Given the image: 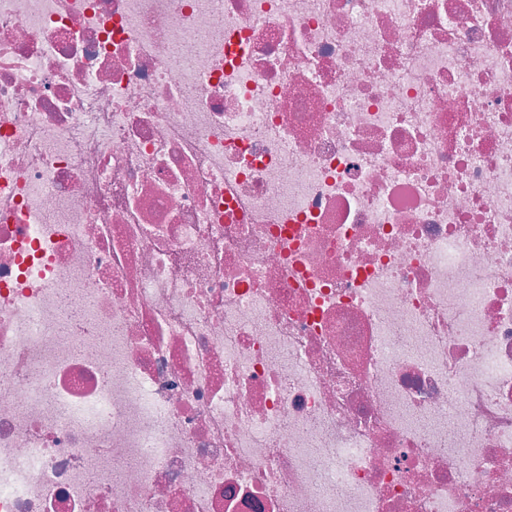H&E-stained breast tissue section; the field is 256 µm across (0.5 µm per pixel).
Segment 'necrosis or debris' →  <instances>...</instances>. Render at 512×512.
Masks as SVG:
<instances>
[{
    "mask_svg": "<svg viewBox=\"0 0 512 512\" xmlns=\"http://www.w3.org/2000/svg\"><path fill=\"white\" fill-rule=\"evenodd\" d=\"M0 512H512V0H0Z\"/></svg>",
    "mask_w": 512,
    "mask_h": 512,
    "instance_id": "4bbe7bcc",
    "label": "necrosis or debris"
}]
</instances>
